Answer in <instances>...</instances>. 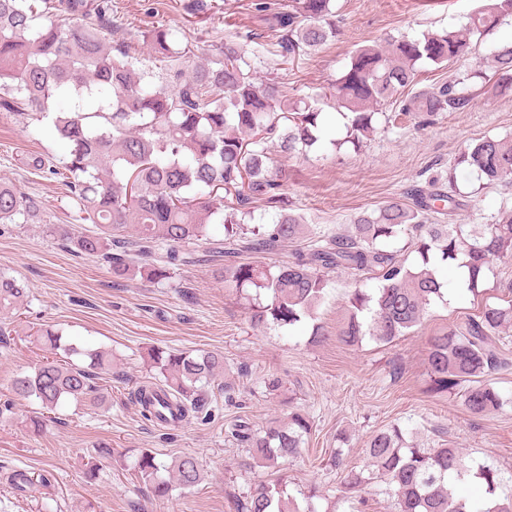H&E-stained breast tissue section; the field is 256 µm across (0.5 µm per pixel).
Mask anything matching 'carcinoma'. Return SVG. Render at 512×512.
I'll use <instances>...</instances> for the list:
<instances>
[{
    "label": "carcinoma",
    "mask_w": 512,
    "mask_h": 512,
    "mask_svg": "<svg viewBox=\"0 0 512 512\" xmlns=\"http://www.w3.org/2000/svg\"><path fill=\"white\" fill-rule=\"evenodd\" d=\"M72 20L60 25L38 11L32 0H0V107L19 108L41 118L58 99L68 111L55 113L54 131L68 145L59 162L38 159L34 167L62 179L79 212L98 231L75 234L66 227L55 233L74 252L98 259L118 277L137 275L159 283L174 269L199 261L186 246L206 244V257L224 269V283L254 301L251 322L256 326L293 328L314 321L310 339L324 337L317 310L327 293L329 274L350 273L349 291L337 338L354 346L365 337L390 344L421 324L432 303L444 301L445 283L436 276L441 265L469 271L468 288L477 287L494 262L512 255V217L496 224H432L435 214H453L466 207L455 169L448 187L429 183L386 200L376 210L356 216L349 234L319 235L311 248L297 249L275 267L241 260L251 252L271 251L292 244L303 233L302 221L279 212L269 223L254 222L253 204L280 203L286 173L270 165L269 144L290 156L306 155L323 141L324 107L344 119L345 135L330 140L336 148L349 144L358 151L363 138L375 130L377 108L396 104L380 114L385 122L407 118L425 125L448 112H465L473 98L466 82L482 72L457 73L448 81L411 91L416 64L426 59L439 67L468 56L473 37L490 33L506 15L512 0H484L458 30L429 32L421 38L389 35L384 43L363 46L351 56L329 91L299 99L284 94L276 77L257 81L259 54L249 58L231 40L215 58L199 64L191 79L174 73L171 90L158 87L152 73L139 68L126 54L115 55L91 18L105 10L104 0H64ZM256 10L272 31L280 32L281 56L290 60L335 39L339 32L334 0H261ZM152 49L179 59L174 33L159 29ZM497 79L493 88L512 86V44L499 46L493 56ZM463 166L486 185L512 179V139L482 136L459 154ZM222 215L224 238L211 236L209 222ZM37 209L10 185L0 183V223H36ZM411 232L404 246L391 241ZM416 254V263L408 262ZM366 280L378 286L363 287ZM27 291L15 278L0 272V343L25 336L50 352L31 372L13 379V391L54 411L66 399L102 403L93 381L112 371V355L62 343V333L22 318ZM512 325V299L486 304L478 315L456 323L429 340L427 363L430 391L460 394L465 410L487 415L503 408L506 398L488 380L512 365L499 345V333ZM82 354L87 366L52 358L58 350ZM154 376L134 390L141 416L164 426L180 427L201 407V393L224 371V357L154 348L149 353ZM312 430L310 416L292 412L288 419L263 431L240 420L231 435L248 449L253 463L274 473L300 454ZM394 423L372 436L367 447L372 475L396 498V512H512V496L499 493L503 478L486 463L472 465L451 444L423 448L405 438ZM336 470L344 474L349 493L364 483L348 468L341 451H332ZM171 477L165 479L160 472ZM458 484L476 478L479 501L455 493L448 473ZM137 476L164 498L172 484L194 488L202 467L192 454L167 466L149 451L141 453ZM237 512H315L301 510L279 476L257 484L237 504Z\"/></svg>",
    "instance_id": "obj_1"
}]
</instances>
